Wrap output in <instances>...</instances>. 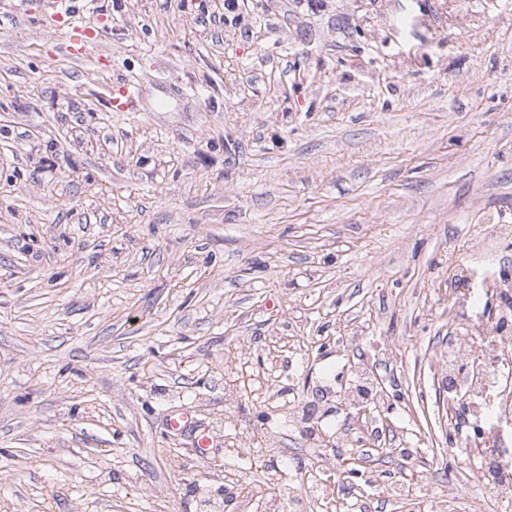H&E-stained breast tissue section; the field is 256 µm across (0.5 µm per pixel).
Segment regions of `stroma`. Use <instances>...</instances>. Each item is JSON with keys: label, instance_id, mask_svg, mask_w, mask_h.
Returning <instances> with one entry per match:
<instances>
[{"label": "stroma", "instance_id": "stroma-1", "mask_svg": "<svg viewBox=\"0 0 512 512\" xmlns=\"http://www.w3.org/2000/svg\"><path fill=\"white\" fill-rule=\"evenodd\" d=\"M45 2L0 0V512H222L225 473L331 456L362 370L395 455L350 445L337 512L478 473L431 359L498 320L449 300L512 273L467 252L512 227V0H100L80 61Z\"/></svg>", "mask_w": 512, "mask_h": 512}]
</instances>
